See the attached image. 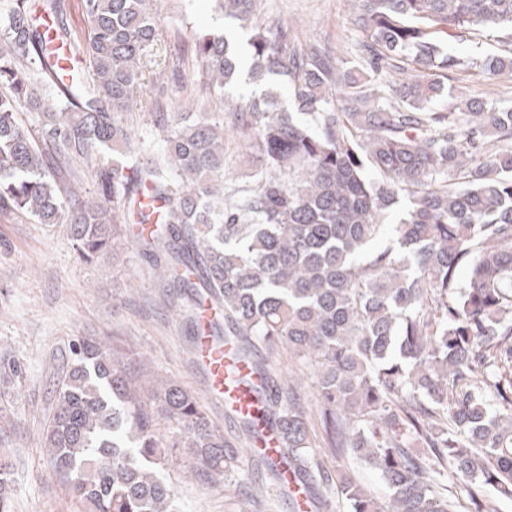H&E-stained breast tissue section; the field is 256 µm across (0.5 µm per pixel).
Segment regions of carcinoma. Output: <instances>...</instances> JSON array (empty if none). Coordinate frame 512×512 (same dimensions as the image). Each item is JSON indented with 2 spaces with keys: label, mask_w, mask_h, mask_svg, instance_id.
Segmentation results:
<instances>
[{
  "label": "carcinoma",
  "mask_w": 512,
  "mask_h": 512,
  "mask_svg": "<svg viewBox=\"0 0 512 512\" xmlns=\"http://www.w3.org/2000/svg\"><path fill=\"white\" fill-rule=\"evenodd\" d=\"M215 2L241 23L259 5ZM350 2L364 37L355 64L295 47L279 23L254 28L249 79L285 82L290 107L271 92L233 113L260 163L252 190L224 182V122L195 112L152 113L157 159L101 162L133 142L123 114L157 42V0H82V41L63 21L64 0L35 10L0 0V212L66 225L89 263L130 242L122 213L153 225L138 244L183 289L190 318L204 299L224 310L212 336L235 340L266 382L267 420L284 430L283 457L307 490L322 487L347 512H497L496 498L512 495V106L436 104L466 65L450 37L497 33L503 49L484 68L512 70V0ZM193 44L210 91L237 83L227 36ZM66 53L88 59L89 72L61 79ZM53 90L65 99L55 110L44 107ZM25 112L38 126L21 122ZM86 169L96 201L76 189ZM385 227L391 244L377 247ZM260 347L314 368L316 414L299 376L278 384ZM53 401L44 447L84 512H180L164 477L170 448L207 484L241 476L252 456L195 394L166 380L143 388L126 356L98 340L72 344ZM312 416L322 453L366 463L386 502L349 469L324 468ZM12 476L0 458V512H13Z\"/></svg>",
  "instance_id": "1"
}]
</instances>
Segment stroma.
Returning a JSON list of instances; mask_svg holds the SVG:
<instances>
[{
  "label": "stroma",
  "mask_w": 512,
  "mask_h": 512,
  "mask_svg": "<svg viewBox=\"0 0 512 512\" xmlns=\"http://www.w3.org/2000/svg\"><path fill=\"white\" fill-rule=\"evenodd\" d=\"M158 14L160 37L148 58L160 65L170 54L182 52L180 72L162 85L144 78L125 115L135 133L156 148L161 142L149 117L155 105L206 112L217 120L246 109L263 92L261 85L245 80L226 87L220 96L205 91L191 39L231 30L214 0H162ZM258 20L286 26L297 46L318 42L347 59L355 57L361 41L349 22V0H260ZM177 32L182 42H175ZM449 46L472 61L454 76L466 96L512 100V72L493 76L474 65L497 51L493 33L460 36ZM181 304L179 294L164 293L141 248L126 243L116 256L85 264L77 259L65 225L0 212V357L22 369L18 381L0 382V455L14 464L13 512H78L42 442L62 362L72 341L81 336L123 349L132 369L148 368L153 379L171 380L197 393L225 437L243 439L239 418L208 391L190 342L193 330L177 315ZM186 463L183 449L175 448L165 466L166 476L179 489L183 512H293L270 474H263L261 497L250 505L234 480H185Z\"/></svg>",
  "instance_id": "35a3bbf8"
}]
</instances>
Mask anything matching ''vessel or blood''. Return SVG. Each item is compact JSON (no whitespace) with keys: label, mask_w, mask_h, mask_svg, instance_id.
<instances>
[{"label":"vessel or blood","mask_w":512,"mask_h":512,"mask_svg":"<svg viewBox=\"0 0 512 512\" xmlns=\"http://www.w3.org/2000/svg\"><path fill=\"white\" fill-rule=\"evenodd\" d=\"M218 310L211 303H204L198 318L195 353L198 363L207 373L210 392L223 400L225 406L238 412L257 415L258 406L251 393L235 386L233 376H247L249 369L246 364L238 361L230 344H219L209 334L211 322L217 318ZM253 446L256 453L269 457L276 456L282 446L279 430L267 428L257 437Z\"/></svg>","instance_id":"vessel-or-blood-1"}]
</instances>
